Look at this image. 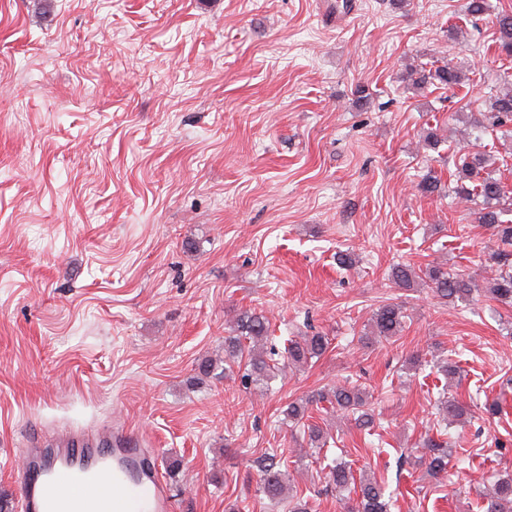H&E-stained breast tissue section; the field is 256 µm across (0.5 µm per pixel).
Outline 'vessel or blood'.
I'll return each mask as SVG.
<instances>
[{
  "mask_svg": "<svg viewBox=\"0 0 512 512\" xmlns=\"http://www.w3.org/2000/svg\"><path fill=\"white\" fill-rule=\"evenodd\" d=\"M24 455L22 512H174L154 456L128 430L108 446L76 441L53 457L31 448Z\"/></svg>",
  "mask_w": 512,
  "mask_h": 512,
  "instance_id": "obj_1",
  "label": "vessel or blood"
}]
</instances>
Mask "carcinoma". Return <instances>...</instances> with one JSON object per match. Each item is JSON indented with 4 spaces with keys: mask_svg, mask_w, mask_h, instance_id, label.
Listing matches in <instances>:
<instances>
[{
    "mask_svg": "<svg viewBox=\"0 0 512 512\" xmlns=\"http://www.w3.org/2000/svg\"><path fill=\"white\" fill-rule=\"evenodd\" d=\"M488 11V0H464L463 12L468 17L481 19ZM494 26L499 52L511 58L512 10L497 13ZM416 75L414 84L421 89L430 85L452 87L462 81L461 71L448 63L429 69L422 67L416 71ZM484 118L491 130L502 128L506 134L512 132L506 129V126L512 125V83L503 82L496 94L490 97ZM491 165V159L479 151L461 155L457 163L455 194L465 201L474 197L482 199L478 222L492 225L502 245H512V225L501 221L503 212L512 209V197L506 195L501 178L488 171ZM492 259L498 269L494 277L487 281L485 292L492 299L512 306V254L502 249L492 254ZM424 275L427 287L445 301H467L476 290L472 277L463 271L448 273L433 267L426 270ZM418 277L419 274L410 265H398L391 272L394 283L402 287L411 286ZM402 318L399 305L388 303L380 306L373 314L375 334L386 340L399 335ZM269 330L270 322L265 314L245 311L237 316L230 334L224 337V363L245 366L241 384L246 390L253 384H266L275 377L276 366L270 365L257 351V345L269 336ZM328 345V337L319 333L292 341L286 350L287 363L305 364L325 353ZM370 399L371 394L356 387L336 386L289 402L285 415L292 424L304 425L309 440L318 443L322 440L323 431L318 425L307 423L310 406L326 402L343 413L357 412L359 425L367 427L374 424V415L369 412ZM422 447L426 448V452L420 457V462L426 465L429 474L446 476L454 468L452 453L445 444L429 436L423 440ZM328 478L336 490L355 493V502L347 508V512H388L389 502L385 499L383 486L375 479H355L351 468L344 463L332 467ZM259 482L264 494L275 500L282 498L288 490L290 477L288 472L280 469V463L271 457L262 467ZM483 496L486 499L485 512H512V477L497 479Z\"/></svg>",
    "mask_w": 512,
    "mask_h": 512,
    "instance_id": "carcinoma-1",
    "label": "carcinoma"
}]
</instances>
